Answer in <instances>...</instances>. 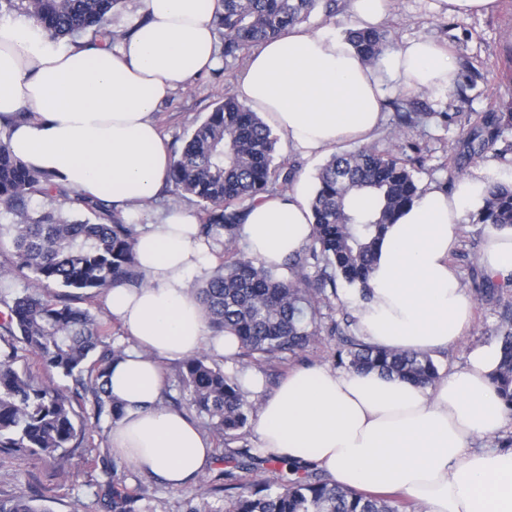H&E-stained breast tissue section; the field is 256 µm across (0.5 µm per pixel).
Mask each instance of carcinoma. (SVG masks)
Listing matches in <instances>:
<instances>
[{"mask_svg": "<svg viewBox=\"0 0 512 512\" xmlns=\"http://www.w3.org/2000/svg\"><path fill=\"white\" fill-rule=\"evenodd\" d=\"M0 1L20 6L53 40H73L87 32L98 42L117 40L110 23L122 0ZM315 13L332 18L336 0H222L215 27L224 36V57L236 58ZM346 37L367 64L393 47L382 28L350 29ZM507 128H512V101L497 102L477 116L467 140L470 155L482 157ZM277 143L258 114L226 92L189 135L170 173L174 194L194 199L199 234L219 259L213 273L194 287L208 325L215 336H236L244 356L257 365L310 348L321 332V307L337 295L338 284L366 292L387 226L423 192L410 159L391 150L364 147L333 154L315 176L310 241L288 257L290 274L282 275L237 246L247 203L296 177L295 166L275 162ZM362 192L375 197L372 209L354 206ZM34 196L58 201L60 208L31 211L28 201ZM65 208L86 211L94 219H71ZM0 209L16 217L10 225L9 264H0V302L8 310L0 320V340L7 346L0 350V454L50 460L61 469L78 437L75 419L98 424L122 416L107 394L104 376L124 347L108 342L103 323L76 301L118 283L143 284L135 253L138 231L106 201L72 195L50 175L26 166L1 138ZM470 219L511 229L512 187L491 185ZM19 280L25 281L20 290ZM53 285L63 291L49 293ZM471 288L480 298L503 291L487 275L473 280ZM352 325L346 317L333 324L344 346L338 364L396 376L421 388L438 379L431 356L371 346L350 330ZM500 340L501 357L491 380L512 413V307L502 315ZM21 350L35 359L34 365L17 366ZM54 372L71 379L73 387L47 381ZM178 380L188 392L187 408L204 416L210 432L224 442L237 438L253 411L238 378L207 357L195 356L183 361ZM281 464L288 466L287 481L250 484L228 512H416L411 501L344 489L307 471L301 474L286 460ZM137 502L138 497L117 490L112 512H140ZM0 512L47 510L21 492L0 499Z\"/></svg>", "mask_w": 512, "mask_h": 512, "instance_id": "carcinoma-1", "label": "carcinoma"}]
</instances>
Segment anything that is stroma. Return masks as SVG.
Wrapping results in <instances>:
<instances>
[{"instance_id":"1","label":"stroma","mask_w":512,"mask_h":512,"mask_svg":"<svg viewBox=\"0 0 512 512\" xmlns=\"http://www.w3.org/2000/svg\"><path fill=\"white\" fill-rule=\"evenodd\" d=\"M432 2L391 0L383 27L396 44L427 38L447 46L453 57V80L456 83L464 81V63L473 62L481 76L474 86L467 88L466 94L471 110L485 111L500 93L512 89V0H497L495 10L467 16L438 13ZM243 64L240 58L220 59L212 71L194 77L186 87L176 90L160 105L154 117L172 155H179L187 137L230 88ZM398 98L410 104L413 110L427 113L426 122L416 127H398L392 105ZM385 99V120L372 141L373 146L384 149L397 140L416 145V156L423 161L422 167L415 170L421 185L453 191L455 184L449 179L448 164L451 157L463 149L461 129L465 122L464 115L459 112L455 91L441 94L416 92L403 96L390 91ZM276 156L288 159L297 167L293 187L308 193L312 192L315 176L327 160L323 154H302L283 138L277 143ZM488 237L487 226L463 220L459 245L453 254V265L461 280L471 281L474 273L482 271L480 256ZM505 300L512 301V289L504 293L502 301ZM502 301H475L473 318L464 336L448 350L434 354L439 373L465 366L470 351L476 346L497 344ZM338 347V338L325 331L309 350L285 360L274 359L263 366L248 368L242 367L241 359L236 355L217 357L216 362L227 375H243L247 398L257 407L292 368L303 365L336 367ZM111 432L110 421L88 424L78 435L79 447L69 450L68 461L61 469L50 461L0 455V498L7 499L23 491L34 496L38 505L47 508L48 512H112V491L118 488L137 496L140 512H185L187 501L199 493L200 480L173 489L131 465L113 468ZM256 446L255 427L251 424L230 445L235 449ZM227 448L215 445L214 459L204 472L208 478L222 473L230 476V492L207 496L209 512H227L231 491H242L253 480L263 479L276 484L284 475L281 464L274 461L258 464L252 469L239 467L235 459L228 457Z\"/></svg>"}]
</instances>
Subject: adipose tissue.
Listing matches in <instances>:
<instances>
[{
  "label": "adipose tissue",
  "mask_w": 512,
  "mask_h": 512,
  "mask_svg": "<svg viewBox=\"0 0 512 512\" xmlns=\"http://www.w3.org/2000/svg\"><path fill=\"white\" fill-rule=\"evenodd\" d=\"M141 2L142 19L113 45L61 48L34 18L0 17V121L28 114L8 130L12 153L124 212L153 199L173 164L155 111L218 61L219 0ZM451 79L449 52L434 41H406L370 65L347 39L294 26L250 52L232 92L296 148L319 154L367 143L383 121L388 85L444 92ZM489 177L478 168L453 193L427 188L389 225L366 299L355 306L364 341L430 354L464 334L472 300L451 255ZM311 231L308 200L291 192L249 204L242 226L250 256L273 268ZM197 233L195 216L181 208L149 225L136 247L145 285L117 284L105 296L130 340L106 375L124 411L112 452L175 489L204 471L211 446L187 414L162 406L158 359L239 349L237 337L211 335L189 288L213 262ZM481 262L493 279L512 277L511 229L491 232ZM498 361L497 348L477 347L465 368L430 388L376 372L292 369L260 406L259 446L276 459L314 462L338 486L406 496L418 512H512V450L472 447L512 421L490 380Z\"/></svg>",
  "instance_id": "1"
}]
</instances>
